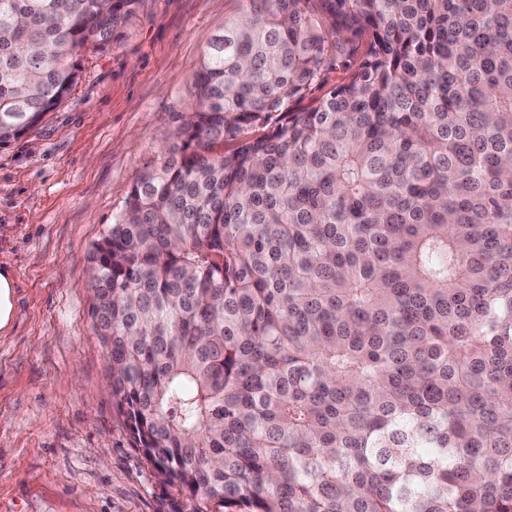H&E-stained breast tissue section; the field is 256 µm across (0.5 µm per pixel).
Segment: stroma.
Listing matches in <instances>:
<instances>
[{
	"instance_id": "obj_1",
	"label": "stroma",
	"mask_w": 512,
	"mask_h": 512,
	"mask_svg": "<svg viewBox=\"0 0 512 512\" xmlns=\"http://www.w3.org/2000/svg\"><path fill=\"white\" fill-rule=\"evenodd\" d=\"M249 0H143L71 94L0 147V512H180L112 406L87 256L191 111L202 55ZM14 281L10 274L0 270V331L9 323L13 310Z\"/></svg>"
}]
</instances>
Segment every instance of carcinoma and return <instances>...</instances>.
<instances>
[{"mask_svg":"<svg viewBox=\"0 0 512 512\" xmlns=\"http://www.w3.org/2000/svg\"><path fill=\"white\" fill-rule=\"evenodd\" d=\"M140 2L0 0V145ZM249 2L88 253L133 447L190 512H512V0Z\"/></svg>","mask_w":512,"mask_h":512,"instance_id":"obj_1","label":"carcinoma"}]
</instances>
